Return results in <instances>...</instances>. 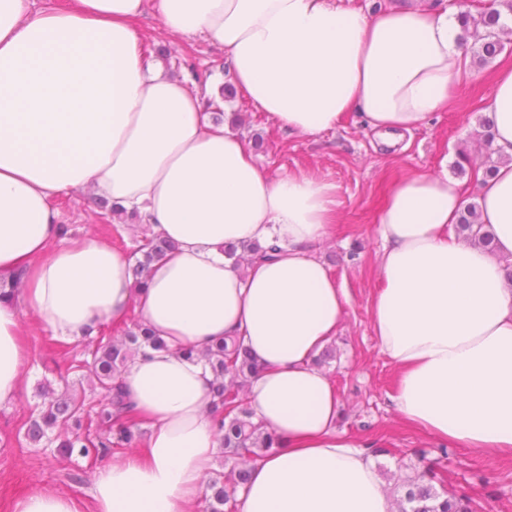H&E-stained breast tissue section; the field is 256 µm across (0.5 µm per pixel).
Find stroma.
<instances>
[{
	"label": "stroma",
	"mask_w": 512,
	"mask_h": 512,
	"mask_svg": "<svg viewBox=\"0 0 512 512\" xmlns=\"http://www.w3.org/2000/svg\"><path fill=\"white\" fill-rule=\"evenodd\" d=\"M141 28L148 48L163 49L164 74L188 75L201 84L211 78L226 83L221 48L172 36L152 17L144 19ZM504 61L512 62V42L489 63L472 64L474 77L461 82L454 105L430 116L392 152L378 144L359 112L347 113L335 129L298 136L282 129L270 115L254 111L243 97L236 95L219 104L223 112L242 116L240 130L255 138L253 155L271 175L312 173L336 186L338 220L319 254L349 297L335 340L336 357L327 366L343 403L339 430L366 443L396 496L404 495L407 477L431 471L442 478L444 489L470 499L478 512H512V451L452 448L444 453L402 421L390 400L396 376L373 334L368 304L379 284L377 257L382 247L374 221L394 181L414 173L445 171L466 186L469 201L478 200L480 187L473 180V169L499 162L488 139V105L495 72ZM463 156L471 165L465 173L457 166ZM55 204L66 237L92 231L127 253L136 251L140 225L130 222L111 227L107 211L90 193L63 195ZM52 338L48 329L31 321L23 329L30 364L22 394L15 404L0 407V512H13L18 499L45 489L86 495L97 467L112 461L108 455L94 464L82 459L62 461L25 435L42 387L59 391L67 386L85 392L87 400L97 398L89 390L90 370L77 374L68 370L71 359L88 360L85 342L68 343V353L62 356L55 351Z\"/></svg>",
	"instance_id": "obj_1"
}]
</instances>
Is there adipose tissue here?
<instances>
[{
	"label": "adipose tissue",
	"mask_w": 512,
	"mask_h": 512,
	"mask_svg": "<svg viewBox=\"0 0 512 512\" xmlns=\"http://www.w3.org/2000/svg\"><path fill=\"white\" fill-rule=\"evenodd\" d=\"M223 48L254 110L314 136L365 115L394 147L447 109L469 73L459 12L390 0H0V406L22 390L25 316L82 339L130 311L168 345L129 362L128 402L146 421L141 451L98 468L88 500L43 490L14 512H198L220 440L213 373L185 350L240 338L260 366L246 392L281 437L249 466L240 512H396L373 456L337 428L340 398L320 352L348 295L318 255L336 218L334 184L278 176L249 142L205 112L189 79L144 50L141 19ZM492 146L506 161L479 198L487 248L461 236L466 208L448 174L393 182L376 216L383 242L368 313L397 373L404 421L442 445L512 450V64L489 103ZM92 192L137 213L174 248L134 285L132 259L93 236L60 237L61 194ZM275 245L236 263L228 246Z\"/></svg>",
	"instance_id": "obj_1"
}]
</instances>
